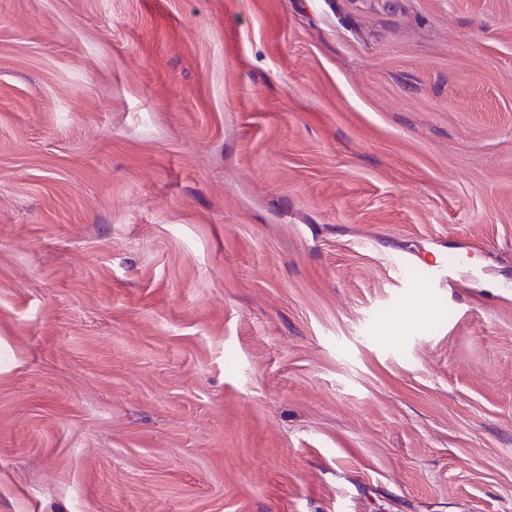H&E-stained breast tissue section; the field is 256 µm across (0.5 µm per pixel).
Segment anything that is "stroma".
Returning a JSON list of instances; mask_svg holds the SVG:
<instances>
[{"label": "stroma", "instance_id": "obj_1", "mask_svg": "<svg viewBox=\"0 0 512 512\" xmlns=\"http://www.w3.org/2000/svg\"><path fill=\"white\" fill-rule=\"evenodd\" d=\"M0 512H512V0H0Z\"/></svg>", "mask_w": 512, "mask_h": 512}]
</instances>
